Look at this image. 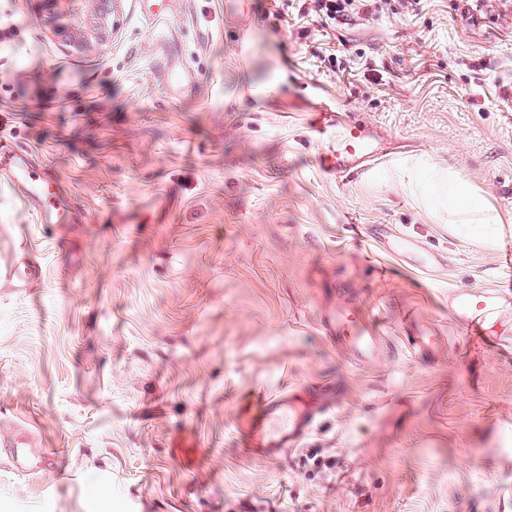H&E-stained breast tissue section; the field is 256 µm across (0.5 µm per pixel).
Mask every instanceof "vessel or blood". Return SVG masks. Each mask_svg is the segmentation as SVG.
<instances>
[{
    "label": "vessel or blood",
    "instance_id": "b4317fda",
    "mask_svg": "<svg viewBox=\"0 0 512 512\" xmlns=\"http://www.w3.org/2000/svg\"><path fill=\"white\" fill-rule=\"evenodd\" d=\"M313 132L322 144L321 168L339 179L362 171L382 151L378 138L367 126L329 109L318 113ZM0 170L11 181L23 185L28 197L42 194V184L31 169L27 150L0 143ZM43 276L41 262L30 258L23 266L11 268L6 280L10 287L26 288ZM453 300L468 333L478 336L483 331L486 316L497 310L500 296L493 289H462L454 292ZM319 327L356 365L369 366L383 357L387 339L374 312L361 302L349 300L325 312L320 317ZM259 402L260 411L239 426L241 446L249 453L258 448L275 453L296 447L309 435L323 410L322 404L305 392H264Z\"/></svg>",
    "mask_w": 512,
    "mask_h": 512
}]
</instances>
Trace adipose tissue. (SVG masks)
<instances>
[{
	"label": "adipose tissue",
	"mask_w": 512,
	"mask_h": 512,
	"mask_svg": "<svg viewBox=\"0 0 512 512\" xmlns=\"http://www.w3.org/2000/svg\"><path fill=\"white\" fill-rule=\"evenodd\" d=\"M386 176L435 220H447L450 234L467 236L485 248L501 236L499 212L457 169L407 156L394 161Z\"/></svg>",
	"instance_id": "adipose-tissue-1"
}]
</instances>
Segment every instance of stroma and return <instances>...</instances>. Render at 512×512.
<instances>
[{
    "label": "stroma",
    "mask_w": 512,
    "mask_h": 512,
    "mask_svg": "<svg viewBox=\"0 0 512 512\" xmlns=\"http://www.w3.org/2000/svg\"><path fill=\"white\" fill-rule=\"evenodd\" d=\"M170 3L156 36L141 0H117L80 53L59 31L92 0H0V140L35 149L50 187L28 202L0 175V271L28 250L45 271L0 279V512H512V350L495 343L512 336V4L432 0L325 36L276 29L272 0ZM328 46L367 59L325 72ZM321 101L375 125V168L460 170L502 215L498 245L449 235L398 184L320 170ZM384 224L419 251L392 253ZM495 286L487 339L466 336L450 294ZM345 297L380 315L377 365L319 331ZM419 325L434 352L410 347ZM294 389L336 405L287 454H242L239 409ZM22 425L56 463L15 466ZM44 267L37 259L27 258L21 266L11 268L6 274V280L10 288H29L30 284L42 280Z\"/></svg>",
    "instance_id": "stroma-1"
}]
</instances>
